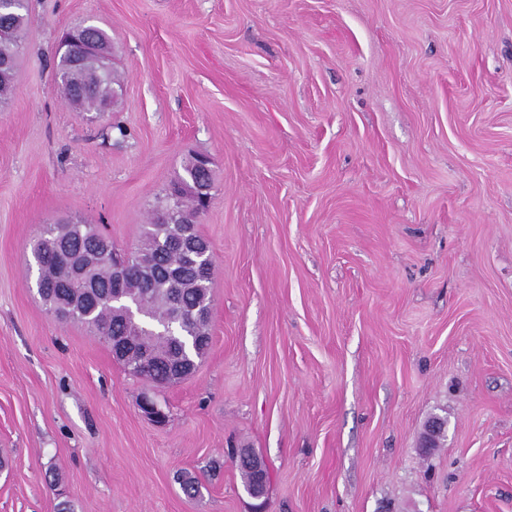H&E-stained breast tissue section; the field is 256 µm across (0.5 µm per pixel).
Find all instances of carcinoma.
<instances>
[{"instance_id": "obj_1", "label": "carcinoma", "mask_w": 512, "mask_h": 512, "mask_svg": "<svg viewBox=\"0 0 512 512\" xmlns=\"http://www.w3.org/2000/svg\"><path fill=\"white\" fill-rule=\"evenodd\" d=\"M27 24L26 0H7L0 5V62L15 66L21 33ZM111 36L94 24H87L68 33L61 44L62 53L56 78L64 97L73 105L98 109L101 103L111 102L117 95L118 84L110 67L108 54H93L84 64L75 67L68 53L80 44L109 49ZM192 157L185 166V175L171 183L165 193V204L155 211L150 223L144 225L140 247L117 253L112 239L93 224L58 222L48 224L34 247L37 264L36 286L49 311L58 319L80 323L94 335L108 342L114 336H127L144 348L140 366L130 374L157 386L172 380L177 354L189 337L208 330L209 321L201 313L211 305L206 277L186 288L179 300L172 299L165 281L173 275H183L205 266L213 271L211 252L204 248L208 241L195 224L201 212L193 208L194 195L200 187H212V171L196 165ZM66 242L73 249L90 245L100 247V260L93 271L100 288L98 299L79 302L64 310L69 298L83 292V285L71 279L68 269L52 262L55 245ZM126 259L128 288H151L152 301L145 304L148 319L139 324L112 316V260Z\"/></svg>"}]
</instances>
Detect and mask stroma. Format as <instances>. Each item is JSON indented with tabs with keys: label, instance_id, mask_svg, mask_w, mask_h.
I'll return each instance as SVG.
<instances>
[{
	"label": "stroma",
	"instance_id": "stroma-1",
	"mask_svg": "<svg viewBox=\"0 0 512 512\" xmlns=\"http://www.w3.org/2000/svg\"><path fill=\"white\" fill-rule=\"evenodd\" d=\"M27 15L0 105V512H251L234 448L264 461L266 512H512V0ZM90 23L121 79L104 112L55 80ZM197 153L211 341L154 388L47 311L32 249L66 220L135 249Z\"/></svg>",
	"mask_w": 512,
	"mask_h": 512
}]
</instances>
